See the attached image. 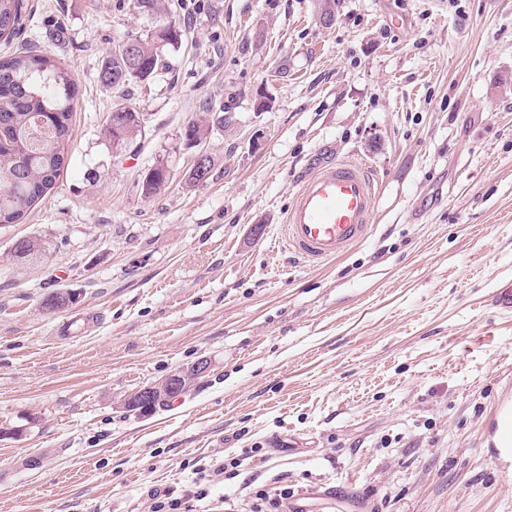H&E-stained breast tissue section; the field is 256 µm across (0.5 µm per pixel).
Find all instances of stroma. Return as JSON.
Returning a JSON list of instances; mask_svg holds the SVG:
<instances>
[{"label": "stroma", "mask_w": 512, "mask_h": 512, "mask_svg": "<svg viewBox=\"0 0 512 512\" xmlns=\"http://www.w3.org/2000/svg\"><path fill=\"white\" fill-rule=\"evenodd\" d=\"M314 4L166 0L168 68L112 88L103 60L151 25L131 0H24L0 56L38 40L78 96L54 188L0 227V512H152L164 495L250 512L284 488L303 512H512L492 441L512 316L488 302L512 274V0H336L329 27ZM121 100L144 127L116 154ZM205 102L233 124L191 186ZM336 158L379 182L368 238L318 265L277 252L299 178ZM160 162L169 181L144 197ZM32 236L46 256L17 264ZM57 290L76 302L45 309ZM79 314L81 336H56ZM201 358L188 392L121 410Z\"/></svg>", "instance_id": "1"}]
</instances>
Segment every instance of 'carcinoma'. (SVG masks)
<instances>
[{
  "mask_svg": "<svg viewBox=\"0 0 512 512\" xmlns=\"http://www.w3.org/2000/svg\"><path fill=\"white\" fill-rule=\"evenodd\" d=\"M138 14L162 19L163 0H133ZM22 0H0V37L11 38L20 28ZM180 31L167 28L158 32L127 35L104 61L100 80L120 87L132 80H143L167 66L166 55L177 49ZM76 80L60 62L33 49L0 57V226L19 224L52 190L67 161L66 146L72 137V101ZM113 112L124 113V121L114 124L107 116L103 134L120 147L142 133L135 108L118 105ZM229 126L230 117L213 116L203 107L201 116L191 122L185 135L191 141H205L210 121ZM166 172L155 166L142 192L151 197L165 187ZM45 242L26 237L12 250L19 262L40 258Z\"/></svg>",
  "mask_w": 512,
  "mask_h": 512,
  "instance_id": "carcinoma-1",
  "label": "carcinoma"
}]
</instances>
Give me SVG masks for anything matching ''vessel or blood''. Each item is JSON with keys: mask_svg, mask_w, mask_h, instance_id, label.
Wrapping results in <instances>:
<instances>
[{"mask_svg": "<svg viewBox=\"0 0 512 512\" xmlns=\"http://www.w3.org/2000/svg\"><path fill=\"white\" fill-rule=\"evenodd\" d=\"M376 198L366 165L337 160L315 167L298 183L284 226V240L302 260L320 264L367 237Z\"/></svg>", "mask_w": 512, "mask_h": 512, "instance_id": "obj_1", "label": "vessel or blood"}]
</instances>
